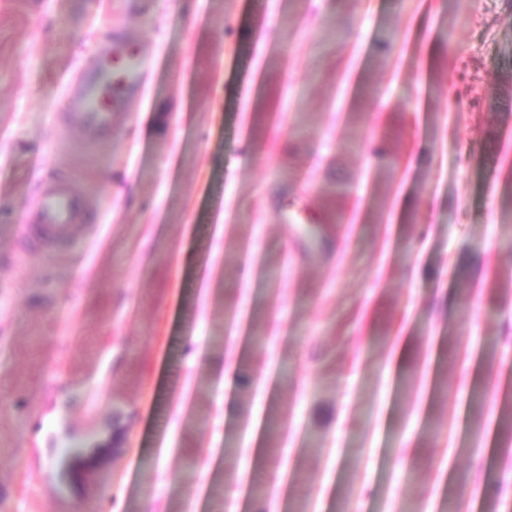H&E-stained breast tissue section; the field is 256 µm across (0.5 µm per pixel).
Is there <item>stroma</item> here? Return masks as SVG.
<instances>
[{
  "label": "stroma",
  "instance_id": "35a3bbf8",
  "mask_svg": "<svg viewBox=\"0 0 512 512\" xmlns=\"http://www.w3.org/2000/svg\"><path fill=\"white\" fill-rule=\"evenodd\" d=\"M147 2L0 0V512L512 501V0ZM119 28L152 69L89 150L57 114ZM53 170L97 230L17 253Z\"/></svg>",
  "mask_w": 512,
  "mask_h": 512
}]
</instances>
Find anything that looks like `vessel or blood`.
I'll return each mask as SVG.
<instances>
[{"instance_id": "b4317fda", "label": "vessel or blood", "mask_w": 512, "mask_h": 512, "mask_svg": "<svg viewBox=\"0 0 512 512\" xmlns=\"http://www.w3.org/2000/svg\"><path fill=\"white\" fill-rule=\"evenodd\" d=\"M149 69L148 54L134 47L129 35L116 32L105 37L74 76L66 110L59 115L62 128L78 132L90 149L111 140L119 117L128 114L145 85ZM31 207L33 219L15 227L21 250L65 254L93 230L86 199L70 176L46 175Z\"/></svg>"}]
</instances>
